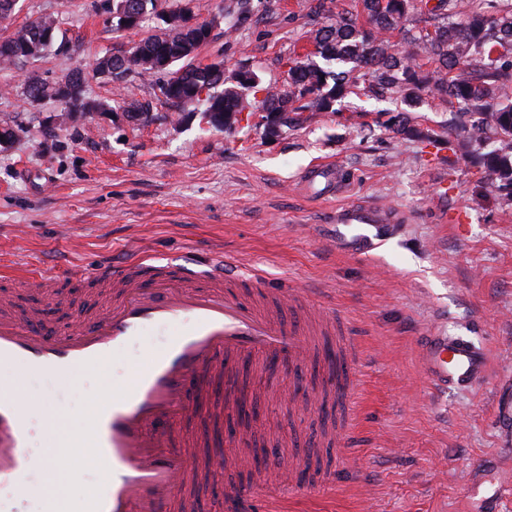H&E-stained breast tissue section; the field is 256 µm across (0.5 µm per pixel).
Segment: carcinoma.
I'll return each mask as SVG.
<instances>
[{"instance_id": "1", "label": "carcinoma", "mask_w": 512, "mask_h": 512, "mask_svg": "<svg viewBox=\"0 0 512 512\" xmlns=\"http://www.w3.org/2000/svg\"><path fill=\"white\" fill-rule=\"evenodd\" d=\"M162 0H112V27L119 30L123 17L142 18L159 14ZM457 0H355L352 9L333 14V0H316L312 12L334 21L316 30L315 53L325 62L309 59L287 60L288 81L282 86L259 82L254 89L238 82L245 75L239 67L230 72L221 63L195 62L197 50L211 38L212 24L197 28L169 29L157 26L126 54L103 56L116 85L136 78L152 81L154 96L181 119L193 112H206L218 104L224 111L240 112L247 95L263 92L255 112H265L278 127H296L305 121V112H332L334 105L363 89L370 93L392 92L401 99V108L391 122L392 132L430 139L435 132L409 123L406 112L419 102V92L457 107L475 117L472 130L500 136L498 147L483 155L482 163L491 184L512 190V3L509 0H467L465 12L458 13ZM412 12L424 17L428 26L407 29ZM462 15L459 21L452 20ZM58 38L56 19L39 17L24 28L0 38V64L28 59L24 43L39 46L47 31ZM399 34L404 48L390 42ZM171 55L165 73L153 70L151 60ZM435 64L429 70L422 60ZM82 70L68 73L59 84L70 89L71 99H87ZM208 89L202 104L189 102L190 89ZM51 84L31 79L24 94L32 99L52 97Z\"/></svg>"}]
</instances>
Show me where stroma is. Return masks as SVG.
Returning a JSON list of instances; mask_svg holds the SVG:
<instances>
[{
	"mask_svg": "<svg viewBox=\"0 0 512 512\" xmlns=\"http://www.w3.org/2000/svg\"><path fill=\"white\" fill-rule=\"evenodd\" d=\"M311 5L194 0L197 19L214 25L196 60L250 67L282 85L286 59L310 51L323 23ZM108 7L107 0H18L0 21L1 35L51 14L64 41L39 60L0 66V119L17 129L11 149L0 153V269L67 276L143 255L164 263L217 250L244 271H262L273 288L326 290L361 340L357 429L333 486L306 495L281 489L288 512H475L480 503L467 495L474 464L490 461L493 481L512 478V446L492 407L501 365L512 364V192L495 188L479 162L494 141L470 138L469 116L429 97L410 122L446 132V141L395 135L391 102L362 94L274 136L252 117L228 137L196 117L175 125L149 82L118 89L90 74V98L124 108L152 102L150 121L90 114L47 131L63 106L28 102L25 77L53 82L77 68L89 73L97 57L128 51L154 30L149 19L113 31ZM326 161L343 173L336 195L301 194V173ZM369 203L393 207L403 220L373 249L357 252L337 242L330 218L337 206ZM92 300L76 285L59 294L26 288L15 293L13 310L22 318L46 314L67 331L74 308ZM433 328L487 350L485 384L469 392L429 386L417 345ZM141 351L135 345L111 367L78 370L67 387L54 372L23 375L7 362L0 381L20 378L29 395L48 396L41 419L61 444L78 428L88 394L106 399ZM314 367L306 362L294 374L253 363L239 371L254 414L247 439L235 440L227 455L264 440L319 449L324 469H335L336 447L321 423L336 404L316 402ZM250 485L243 470L218 469L195 486L192 512H215L226 491Z\"/></svg>",
	"mask_w": 512,
	"mask_h": 512,
	"instance_id": "35a3bbf8",
	"label": "stroma"
}]
</instances>
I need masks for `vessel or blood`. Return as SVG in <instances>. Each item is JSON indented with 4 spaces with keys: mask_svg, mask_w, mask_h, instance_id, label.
<instances>
[{
    "mask_svg": "<svg viewBox=\"0 0 512 512\" xmlns=\"http://www.w3.org/2000/svg\"><path fill=\"white\" fill-rule=\"evenodd\" d=\"M339 169L316 164L300 183L309 192L329 195L340 183ZM397 210L381 205L337 208V227L355 228L353 243L366 241L367 229L382 231L397 223ZM194 259L180 264L124 261L78 273V280L111 289L99 310L76 312L71 331L46 329L39 317L21 319L0 301V361L26 372L51 370L61 375L106 361L155 327L168 339L150 351L145 365L115 384L106 403L93 404L88 437L65 449L63 457L80 472L89 458L107 462L109 491L90 499L87 512H176L186 498L197 464L190 452L173 442L175 428L208 411L204 394L216 377L224 379V409L234 415L241 401L233 374L239 364L261 358L269 364L303 361L314 349L311 336L295 322L261 310L235 292V281L264 290V276L241 272L224 253L214 252L195 270ZM283 308L310 307L336 333V351L356 350L348 326L331 310L319 289L288 288L280 293ZM421 372L434 388L472 390L491 372L486 349L463 336L433 329L418 342ZM45 397H26L19 390H0V512H23V479L47 467L31 450L32 425ZM486 512L512 507V485L475 480ZM224 512H279L276 493L257 485L247 492H227Z\"/></svg>",
    "mask_w": 512,
    "mask_h": 512,
    "instance_id": "obj_1",
    "label": "vessel or blood"
}]
</instances>
